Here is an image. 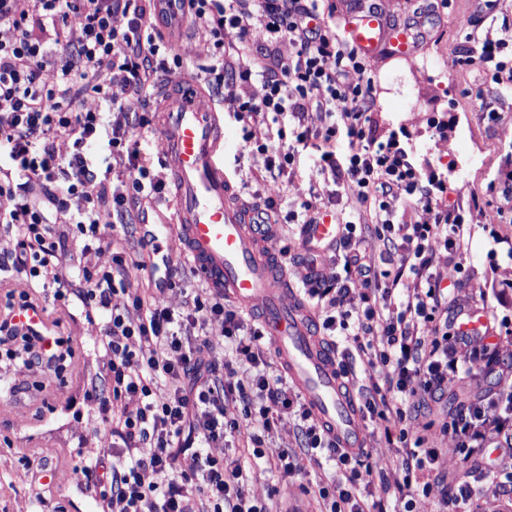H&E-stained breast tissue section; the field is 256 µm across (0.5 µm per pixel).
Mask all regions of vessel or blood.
<instances>
[{
  "mask_svg": "<svg viewBox=\"0 0 512 512\" xmlns=\"http://www.w3.org/2000/svg\"><path fill=\"white\" fill-rule=\"evenodd\" d=\"M344 31L369 60L403 57L417 46L409 28L388 26L379 11L364 6L351 13ZM163 97L159 144L176 193L167 220L139 227L153 273L173 280L168 246L179 245L210 288L260 314L278 362L337 445L365 447L362 415L336 371V359L313 333L312 312L280 267L277 225L242 204L233 176L224 169V121L218 108L192 78L168 83ZM338 233V225L328 220L306 225L300 250L321 254ZM13 321L26 332L46 324L37 305L15 311Z\"/></svg>",
  "mask_w": 512,
  "mask_h": 512,
  "instance_id": "1",
  "label": "vessel or blood"
}]
</instances>
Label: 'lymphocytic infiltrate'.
Instances as JSON below:
<instances>
[{
  "label": "lymphocytic infiltrate",
  "instance_id": "lymphocytic-infiltrate-1",
  "mask_svg": "<svg viewBox=\"0 0 512 512\" xmlns=\"http://www.w3.org/2000/svg\"><path fill=\"white\" fill-rule=\"evenodd\" d=\"M154 10V0H0V142L18 163L17 172L0 173V197L13 203L0 212V223L15 229L12 246L0 249V272L41 281L63 306L109 315L102 341L110 355L108 392L90 391L89 401L121 451L102 450L75 474L99 487L102 512H271L250 496L248 474L236 460L203 455L196 472L179 470L181 453L224 441L237 454L267 459L282 477L302 473L307 461L330 463L333 480L306 489L318 512H380L366 452L337 448L287 376L271 374L260 322L208 288L180 309L159 293L118 304L134 286L121 251L109 268L62 272L72 236L100 239L108 219L142 223L148 203L166 188L133 138L135 128L153 123L144 107L157 96L173 56L169 41L180 33L176 26L159 30ZM187 10L198 37L215 48L205 78L242 125L255 180L292 177L300 149H319L324 185L292 210L290 221L318 222L324 186L351 192L349 214L336 218L338 268L327 274L312 267L304 290L324 336L369 353L359 407L380 423L401 457V478L382 481V494L394 497L402 512H414L417 497L438 484L453 512H472L480 488L448 479L438 449L413 426L419 408L440 402L449 374L460 367L512 374L511 364L496 370L491 358L472 352L473 341L496 335L497 327L468 329L469 311L448 303L463 284L459 267L440 271L433 264V241L448 254L459 250L463 204L449 199L445 177L415 169L397 133L379 138L370 68L326 21L324 0H188ZM73 16L79 28L71 27ZM509 48L508 27L497 36H466V60L488 75L498 101L512 96V62L502 58ZM239 84L252 94H236ZM116 87L124 97L113 95ZM91 97L99 107L86 108ZM350 102L357 111L347 110ZM342 136L348 148L341 154ZM101 139L107 150L97 163L85 147ZM60 140L71 141L70 154L58 153ZM398 190L421 209L419 220L399 215L391 202ZM75 195L86 208L71 209ZM368 233L383 244L377 266L364 263L359 251ZM215 317L224 320L220 342L206 335ZM220 345L229 348L228 358L207 359ZM129 397L139 400L134 410L116 409ZM286 418L300 448L266 458L265 436ZM442 429L455 438L463 461L499 449L492 469L512 482V391L462 405ZM150 473L162 482L147 481Z\"/></svg>",
  "mask_w": 512,
  "mask_h": 512
}]
</instances>
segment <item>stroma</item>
Instances as JSON below:
<instances>
[{
  "label": "stroma",
  "mask_w": 512,
  "mask_h": 512,
  "mask_svg": "<svg viewBox=\"0 0 512 512\" xmlns=\"http://www.w3.org/2000/svg\"><path fill=\"white\" fill-rule=\"evenodd\" d=\"M476 0H445L427 18V37L406 58L382 56L371 61V95L380 134L404 130L410 161L418 169L435 168L448 178L450 199L469 202L480 195L483 203L466 214L470 232L456 258L438 251L436 261L462 268L463 288L452 296L453 305L484 308L489 319L504 321L497 336L501 360L512 362V211H498L489 188L503 172L512 170V101L498 104L488 114L489 100L476 66L465 63L462 45ZM180 66L170 77L198 74L213 52L210 42L185 32L175 49ZM315 148L300 150L295 177L279 182H258L251 175L253 160L243 148L242 129L232 114L224 116V168L233 174L245 200L271 197L280 207L275 218L280 239L291 249L286 263L296 280L307 275L298 254L299 229L288 221L290 207L309 201L322 178L315 166ZM105 239L121 243L133 279L152 290L148 255L136 229L115 224L103 228ZM0 289L29 293L42 302L55 322L59 341L60 374L45 371L36 362L0 355V512H97L99 491L78 479L73 470L109 442L101 415L88 404L89 383L103 379L110 359L101 344L104 317L87 319L81 312L67 313L44 296L21 274H6ZM444 415L422 411L415 427L440 448V463L450 476L470 472L455 450L452 435L442 433ZM45 462L50 477L33 470ZM249 474L251 496L286 503L290 512H310L304 483L330 478V466H310L306 476L279 480L263 460L242 456Z\"/></svg>",
  "instance_id": "stroma-1"
}]
</instances>
